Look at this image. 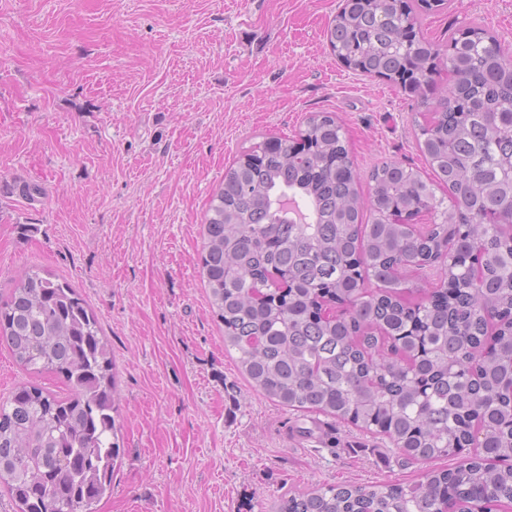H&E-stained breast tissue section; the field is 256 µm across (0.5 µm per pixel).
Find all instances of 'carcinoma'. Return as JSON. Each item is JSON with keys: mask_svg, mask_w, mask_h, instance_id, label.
Wrapping results in <instances>:
<instances>
[{"mask_svg": "<svg viewBox=\"0 0 512 512\" xmlns=\"http://www.w3.org/2000/svg\"><path fill=\"white\" fill-rule=\"evenodd\" d=\"M327 40L346 68L423 105L448 71L450 94L417 124L432 178L386 161L363 197L329 112L311 114L297 141L244 151L204 224L201 276L224 348L265 396L383 434L409 459L482 455L415 485L284 494L277 512H444L450 500L512 498V466L486 464L512 459V59L477 25L440 48L408 0H343ZM3 191L42 194L26 180ZM421 210L432 222L419 236L394 221ZM398 260L423 266L397 277ZM416 273L451 288L417 300ZM1 337L24 367L61 375L70 395L21 385L0 400V486L20 512H93L124 454L95 315L69 284L32 271L0 301Z\"/></svg>", "mask_w": 512, "mask_h": 512, "instance_id": "obj_1", "label": "carcinoma"}]
</instances>
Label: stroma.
Masks as SVG:
<instances>
[{"instance_id":"1","label":"stroma","mask_w":512,"mask_h":512,"mask_svg":"<svg viewBox=\"0 0 512 512\" xmlns=\"http://www.w3.org/2000/svg\"><path fill=\"white\" fill-rule=\"evenodd\" d=\"M339 0H0V299L38 269L67 281L111 353L126 448L95 512H273L314 486L406 485L455 458L407 459L389 439L288 409L224 349L198 263L213 191L243 149L294 137L314 112L342 125L370 170L430 168L418 106L346 69L326 30ZM446 44L476 22L512 50V0L417 10ZM61 377L0 346V400Z\"/></svg>"}]
</instances>
